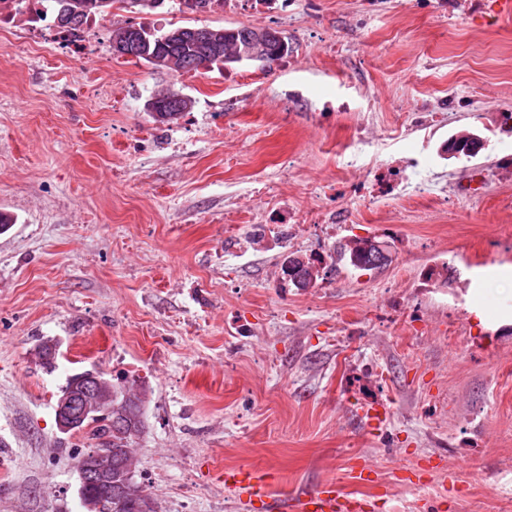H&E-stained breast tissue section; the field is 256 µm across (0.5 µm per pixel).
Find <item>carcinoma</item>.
Instances as JSON below:
<instances>
[{
    "label": "carcinoma",
    "instance_id": "1",
    "mask_svg": "<svg viewBox=\"0 0 512 512\" xmlns=\"http://www.w3.org/2000/svg\"><path fill=\"white\" fill-rule=\"evenodd\" d=\"M112 0H55L54 22L60 27H76L83 23L87 13L94 10L107 13ZM248 27H177L161 35L145 28L121 27L112 30V41L121 53L142 59L156 67H168L176 72L208 71L218 64L239 62L238 54L244 33ZM189 102L180 97L166 105L168 111L155 112L153 117L162 123L177 120L187 110ZM347 252L349 258H357L359 269L372 271L383 264L377 261L376 248L370 239H354ZM301 287L312 286L319 274L315 260L296 259L294 262ZM96 396L112 403V416L89 417L84 426L96 424L94 436L101 438L112 434V461H98L90 452L76 457L100 471L104 481L80 486V498L85 505L95 506L94 512H157L155 502L137 485L134 472L138 461L133 444L140 434L144 394L132 386H117L99 378Z\"/></svg>",
    "mask_w": 512,
    "mask_h": 512
}]
</instances>
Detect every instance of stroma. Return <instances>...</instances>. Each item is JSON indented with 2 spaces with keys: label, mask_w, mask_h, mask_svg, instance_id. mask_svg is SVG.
I'll use <instances>...</instances> for the list:
<instances>
[{
  "label": "stroma",
  "mask_w": 512,
  "mask_h": 512,
  "mask_svg": "<svg viewBox=\"0 0 512 512\" xmlns=\"http://www.w3.org/2000/svg\"><path fill=\"white\" fill-rule=\"evenodd\" d=\"M366 7L295 0L278 29L304 35V52L239 63L253 93L218 69L189 77L109 49L81 63L50 43L23 54L0 35V212L15 219L0 233V512H87L75 456L100 441L55 421L62 387L87 370L144 393L135 480L158 512H250L222 481L241 466L288 493L335 483L372 512H512V254L495 246L512 233V176L445 210L328 193L359 176L336 154L358 125L384 161L483 136L477 155L439 161L443 184L512 153V129L489 131L512 110V24L386 0L357 28ZM168 25L275 26L191 11ZM162 89L191 101L177 121L146 109ZM301 89L355 109L285 112ZM451 91L466 105L446 122L398 132L401 113ZM272 197L341 216L332 250L370 238L387 265L359 271L339 253L313 287L288 284L285 258L317 243L250 240ZM452 249L473 261L469 281L448 284ZM362 461L373 482L351 479Z\"/></svg>",
  "instance_id": "35a3bbf8"
}]
</instances>
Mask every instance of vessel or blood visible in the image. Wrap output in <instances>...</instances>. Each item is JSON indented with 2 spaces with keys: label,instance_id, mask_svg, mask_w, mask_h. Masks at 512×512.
<instances>
[{
  "label": "vessel or blood",
  "instance_id": "obj_1",
  "mask_svg": "<svg viewBox=\"0 0 512 512\" xmlns=\"http://www.w3.org/2000/svg\"><path fill=\"white\" fill-rule=\"evenodd\" d=\"M224 486L244 499L253 512H365L369 505L366 499L342 496L332 484L311 492L282 493L268 473L240 467L225 469Z\"/></svg>",
  "mask_w": 512,
  "mask_h": 512
}]
</instances>
